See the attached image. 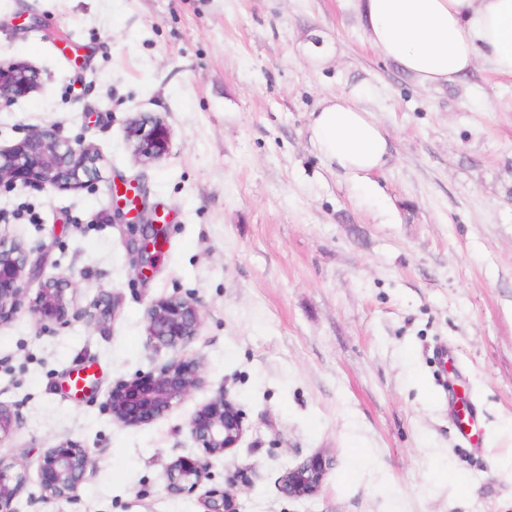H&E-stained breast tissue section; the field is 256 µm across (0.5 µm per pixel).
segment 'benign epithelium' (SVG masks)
Returning <instances> with one entry per match:
<instances>
[{
	"instance_id": "benign-epithelium-1",
	"label": "benign epithelium",
	"mask_w": 512,
	"mask_h": 512,
	"mask_svg": "<svg viewBox=\"0 0 512 512\" xmlns=\"http://www.w3.org/2000/svg\"><path fill=\"white\" fill-rule=\"evenodd\" d=\"M41 84V73L23 62L0 61V103L9 105L29 95ZM126 139L142 163L157 161L170 152L172 133L165 120L156 114L141 113L125 127ZM102 179L101 157L89 146L73 145L62 138L55 125L35 128L16 144L0 147V187L17 183L40 189L91 190ZM118 200L112 206V223L139 227V237L129 247L136 269L143 274L152 269L161 246L158 210H146L145 193L140 183L113 185ZM37 263L18 241L0 234V323L12 319L25 308L43 327L65 326L83 318L91 324L113 318L118 298L96 300L92 308L75 302L74 282L66 277L42 283L34 297L26 295V276L36 271ZM146 332L152 346L178 349L198 335L202 321L199 302L177 294L153 301L146 311ZM205 383L200 362L173 358L158 368L117 383L108 393L106 406L112 417L124 426H138L164 416L176 403ZM243 414L221 392L201 405L192 417L190 432L203 449L197 460L178 458L166 469V489L180 495L197 489L208 477L209 458L234 448L243 432ZM16 411L0 402V437L18 426ZM89 450L65 438L46 449L40 458V484L49 500H70L89 476ZM332 458L320 450L289 468L279 481L281 492L293 499L317 494ZM26 483L21 473L8 474L0 467V512H15L13 502ZM204 512H231L228 494L208 490L203 498Z\"/></svg>"
}]
</instances>
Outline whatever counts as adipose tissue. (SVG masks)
Returning a JSON list of instances; mask_svg holds the SVG:
<instances>
[{"instance_id": "ef3b65f1", "label": "adipose tissue", "mask_w": 512, "mask_h": 512, "mask_svg": "<svg viewBox=\"0 0 512 512\" xmlns=\"http://www.w3.org/2000/svg\"><path fill=\"white\" fill-rule=\"evenodd\" d=\"M365 40L415 85L460 81L479 60L512 78V0H351ZM319 154L343 175L364 180L388 162L384 129L355 97L324 100L311 119Z\"/></svg>"}]
</instances>
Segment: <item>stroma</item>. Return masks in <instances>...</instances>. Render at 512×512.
Returning <instances> with one entry per match:
<instances>
[{"label": "stroma", "mask_w": 512, "mask_h": 512, "mask_svg": "<svg viewBox=\"0 0 512 512\" xmlns=\"http://www.w3.org/2000/svg\"><path fill=\"white\" fill-rule=\"evenodd\" d=\"M0 60L42 74L0 108V147L54 123L102 157L90 191L0 187V233L39 263L28 294L68 277L79 306L120 297L98 325L44 329L26 311L0 324V401L20 417L0 464L27 479L17 512H203L213 488L234 512H512L511 80L483 61L463 82L418 88L347 0H0ZM336 93L359 95L391 141L364 186L310 139ZM142 112L172 132L147 165L124 133ZM119 179L168 215L146 279L127 226L109 221ZM172 294L202 305L179 354L206 383L121 425L107 391L177 354L146 339L149 304ZM81 365L98 389L67 394ZM222 391L243 413L240 442L202 488L169 494L167 465L202 454L190 418ZM455 394L480 444L463 437ZM64 438L88 448L91 475L73 500H48L40 456ZM321 449L333 466L320 491L285 497L279 478Z\"/></svg>", "instance_id": "stroma-1"}]
</instances>
